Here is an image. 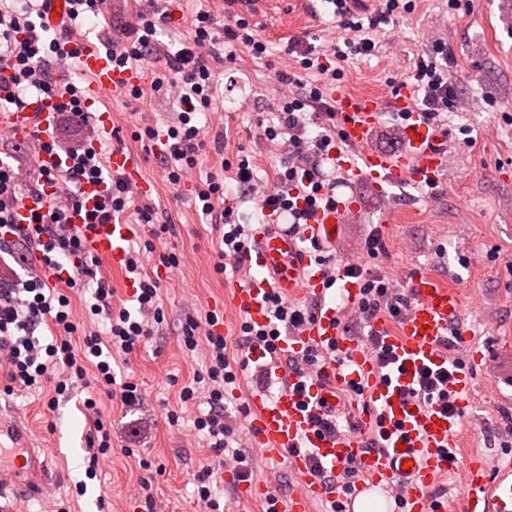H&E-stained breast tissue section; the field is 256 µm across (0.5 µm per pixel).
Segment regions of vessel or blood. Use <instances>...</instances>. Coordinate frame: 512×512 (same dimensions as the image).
Segmentation results:
<instances>
[{"label":"vessel or blood","mask_w":512,"mask_h":512,"mask_svg":"<svg viewBox=\"0 0 512 512\" xmlns=\"http://www.w3.org/2000/svg\"><path fill=\"white\" fill-rule=\"evenodd\" d=\"M80 69L89 75L86 99L98 132L112 129V115L97 111L99 102L141 84L136 70L113 66L111 54L93 37L78 40ZM343 140L329 160L344 181L363 177L375 186L404 179L417 186L438 183L446 170L448 145L437 125L424 121L415 102L406 95L394 101L404 112L401 144L392 150L370 148V136L382 112L380 100L372 95H357L345 90L332 94ZM56 100L35 96L24 109L0 113V131L25 137L37 168L54 172L63 165L62 157L48 151L56 130ZM112 173L134 182L135 191L148 196L151 187L139 182L130 153L112 152L108 159ZM358 202L349 196L319 208L309 219L305 237L321 245L335 246L341 225L356 216ZM69 221L85 226L83 213H73ZM86 248L112 268L120 270L132 229L126 224H97L86 228ZM253 256L249 261L256 274L245 286L230 289L225 303L255 324L267 321L266 300L276 293L288 301L322 297L324 279L309 264L296 236L278 224H263L254 234ZM413 297L397 330L374 323L373 330L388 348L393 364L381 371L368 345L352 336L341 335L337 327L340 310L327 307L279 347L294 356L302 349L337 344L346 357L344 365L327 362L319 374L301 369L291 373L271 370L269 391L251 399L248 430L251 443L261 454L284 464L297 489L288 499H279L273 482L240 481L236 469L225 465L226 481L238 484L250 499L272 503L274 512H311L318 500L342 503V512H359L364 498L377 499L383 512H512V457L489 466L466 464L462 476L467 493L462 497L433 496L437 483L447 477L452 448L463 430L470 402L473 375L464 370L450 384L457 399V411L442 412L414 400L410 392L418 373L438 368L447 357L443 347L454 323L462 314L464 295L460 288L420 274L408 286ZM362 386L366 405L351 408L358 427L346 434L319 433L312 421L320 405L330 404L337 389ZM377 447H370V440ZM354 461L358 476L351 487L325 482L320 469L340 470ZM410 469H403V462ZM50 483L48 452L43 448H0V512H11L6 501L21 492L44 500Z\"/></svg>","instance_id":"obj_1"}]
</instances>
